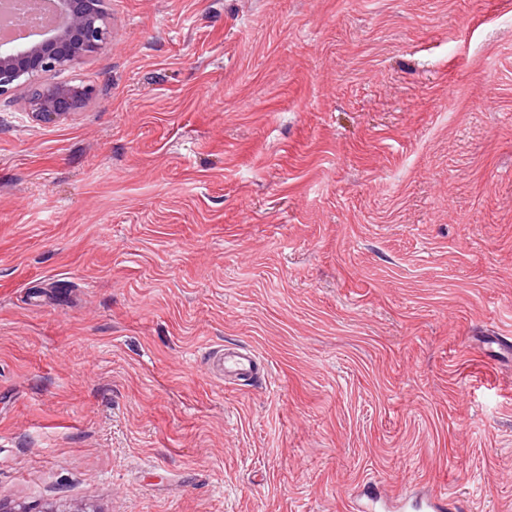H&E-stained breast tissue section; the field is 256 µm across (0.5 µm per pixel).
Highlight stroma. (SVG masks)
Instances as JSON below:
<instances>
[{
  "mask_svg": "<svg viewBox=\"0 0 512 512\" xmlns=\"http://www.w3.org/2000/svg\"><path fill=\"white\" fill-rule=\"evenodd\" d=\"M105 9L0 97V505L512 512V0ZM72 91L70 86H52L44 96L40 97L43 91L35 89L31 93V99L34 100L29 101V112L36 117L48 120L65 116L68 112L60 104L72 94ZM208 359L213 372L224 378L225 384L247 385L261 376L265 378L260 360L245 348H224L211 351Z\"/></svg>",
  "mask_w": 512,
  "mask_h": 512,
  "instance_id": "obj_1",
  "label": "stroma"
}]
</instances>
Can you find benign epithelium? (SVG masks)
Returning <instances> with one entry per match:
<instances>
[{
    "mask_svg": "<svg viewBox=\"0 0 512 512\" xmlns=\"http://www.w3.org/2000/svg\"><path fill=\"white\" fill-rule=\"evenodd\" d=\"M69 25L62 32H50L36 43L20 46L0 41V97L35 79L39 74L72 67L85 57L98 52L107 41L105 25L97 18H74L75 0H59ZM72 94V87L52 86L40 98L29 101L33 115L52 120L67 115L61 102Z\"/></svg>",
    "mask_w": 512,
    "mask_h": 512,
    "instance_id": "benign-epithelium-1",
    "label": "benign epithelium"
}]
</instances>
